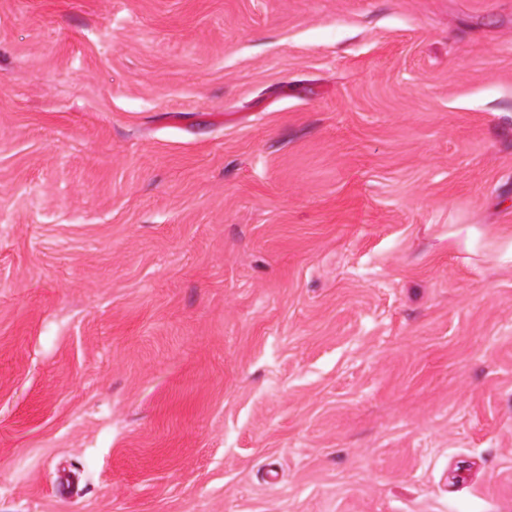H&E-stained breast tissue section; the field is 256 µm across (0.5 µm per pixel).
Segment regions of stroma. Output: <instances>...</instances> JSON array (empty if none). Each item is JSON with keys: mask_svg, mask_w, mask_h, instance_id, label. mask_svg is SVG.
<instances>
[{"mask_svg": "<svg viewBox=\"0 0 512 512\" xmlns=\"http://www.w3.org/2000/svg\"><path fill=\"white\" fill-rule=\"evenodd\" d=\"M512 0H0V512H512Z\"/></svg>", "mask_w": 512, "mask_h": 512, "instance_id": "1", "label": "stroma"}]
</instances>
